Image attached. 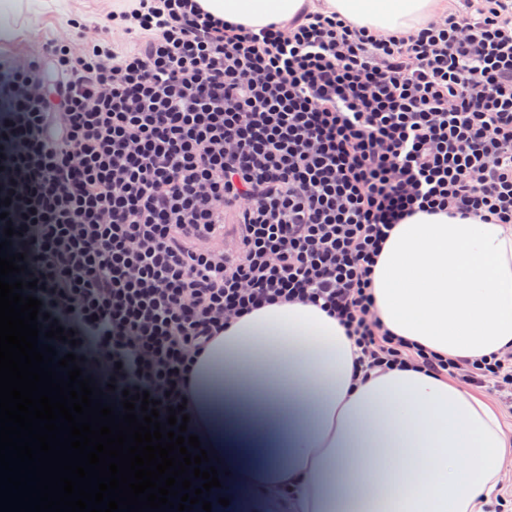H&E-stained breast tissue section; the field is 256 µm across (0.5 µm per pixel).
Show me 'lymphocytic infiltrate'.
<instances>
[{
    "label": "lymphocytic infiltrate",
    "instance_id": "lymphocytic-infiltrate-1",
    "mask_svg": "<svg viewBox=\"0 0 512 512\" xmlns=\"http://www.w3.org/2000/svg\"><path fill=\"white\" fill-rule=\"evenodd\" d=\"M0 112L25 259L104 403L145 392L167 419L225 324L294 301L336 318L367 368L512 400L511 353L429 352L383 327L371 292L417 213L512 224V0L386 37L319 7L250 27L125 0L43 58L0 59Z\"/></svg>",
    "mask_w": 512,
    "mask_h": 512
}]
</instances>
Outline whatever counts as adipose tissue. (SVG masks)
<instances>
[{
  "mask_svg": "<svg viewBox=\"0 0 512 512\" xmlns=\"http://www.w3.org/2000/svg\"><path fill=\"white\" fill-rule=\"evenodd\" d=\"M442 0H322L382 33L417 30ZM247 26L304 0H199ZM375 312L394 335L459 358L512 348V225L419 213L374 269ZM339 322L308 302L225 327L193 364L187 408L226 470L232 512H483L512 436L488 402L406 367L356 370Z\"/></svg>",
  "mask_w": 512,
  "mask_h": 512,
  "instance_id": "obj_1",
  "label": "adipose tissue"
}]
</instances>
